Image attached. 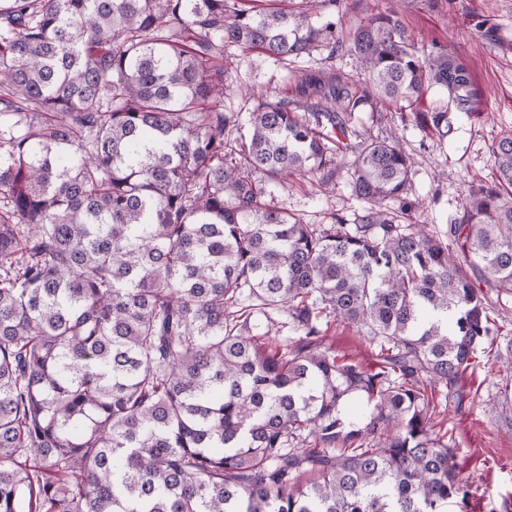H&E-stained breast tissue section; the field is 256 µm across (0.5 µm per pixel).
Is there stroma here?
<instances>
[{"mask_svg": "<svg viewBox=\"0 0 512 512\" xmlns=\"http://www.w3.org/2000/svg\"><path fill=\"white\" fill-rule=\"evenodd\" d=\"M394 6L419 55L450 51L472 71V97L465 109L449 104L447 91L440 88L418 103L420 111L444 112L439 127L423 130L402 123L397 108L387 106L371 129L375 135L396 132L413 156L409 197L418 203L421 221L443 236L459 216L468 190L493 182L492 149L512 131V0H336L338 38L348 40L354 23ZM224 65L231 86L224 108L242 115L250 112L252 101L237 92V85L294 100L297 73L330 66L348 74L357 71L356 59L347 54L330 62L316 53L283 63L238 49L225 54ZM276 200L306 224H328L336 216L354 224L366 208L344 179L327 191L308 178H295L277 191ZM327 340L363 365L376 363L373 345L352 328L331 323ZM458 386L460 401L450 407L445 425L471 485L470 512H492L503 500L512 501V371L480 368L465 374Z\"/></svg>", "mask_w": 512, "mask_h": 512, "instance_id": "stroma-1", "label": "stroma"}]
</instances>
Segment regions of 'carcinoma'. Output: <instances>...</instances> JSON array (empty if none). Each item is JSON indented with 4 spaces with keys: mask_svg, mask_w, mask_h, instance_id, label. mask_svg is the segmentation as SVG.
<instances>
[{
    "mask_svg": "<svg viewBox=\"0 0 512 512\" xmlns=\"http://www.w3.org/2000/svg\"><path fill=\"white\" fill-rule=\"evenodd\" d=\"M276 0H0V512H468L435 419L479 354L512 368L489 292L512 294V133L496 182L447 238L407 199L413 158L366 137L386 103L415 122L470 67L416 53L394 10L350 42ZM356 57L253 97L227 149L228 49ZM353 155L359 222L305 224L268 186L326 188ZM398 207H392V203ZM295 335L251 334L254 311ZM368 337L366 368L324 319ZM369 410L353 420L351 395Z\"/></svg>",
    "mask_w": 512,
    "mask_h": 512,
    "instance_id": "cac0c4a2",
    "label": "carcinoma"
}]
</instances>
